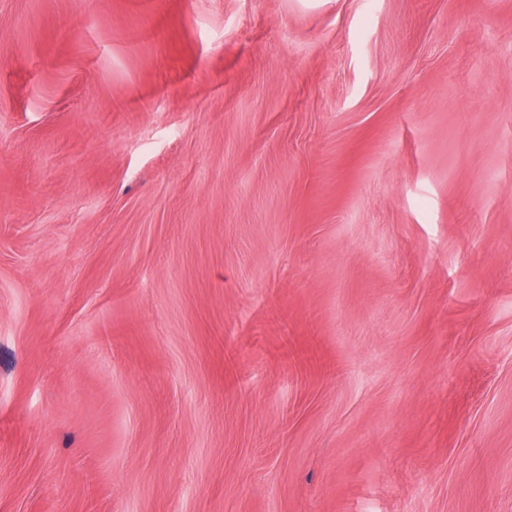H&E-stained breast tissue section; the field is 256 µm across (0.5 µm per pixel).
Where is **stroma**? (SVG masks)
<instances>
[{
  "mask_svg": "<svg viewBox=\"0 0 512 512\" xmlns=\"http://www.w3.org/2000/svg\"><path fill=\"white\" fill-rule=\"evenodd\" d=\"M0 512H512V0H0Z\"/></svg>",
  "mask_w": 512,
  "mask_h": 512,
  "instance_id": "35a3bbf8",
  "label": "stroma"
}]
</instances>
